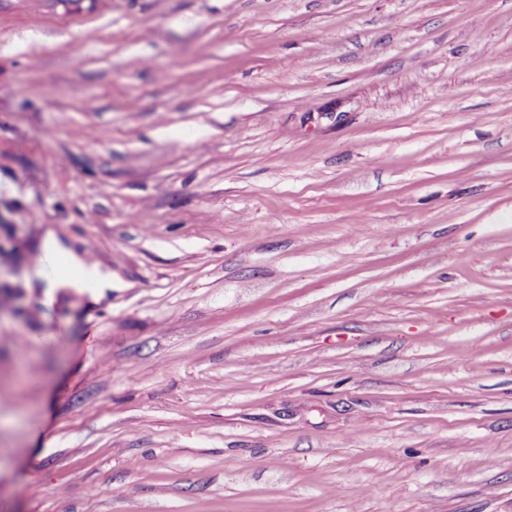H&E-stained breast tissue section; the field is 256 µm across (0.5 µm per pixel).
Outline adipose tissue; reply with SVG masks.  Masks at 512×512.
Here are the masks:
<instances>
[{"label":"adipose tissue","mask_w":512,"mask_h":512,"mask_svg":"<svg viewBox=\"0 0 512 512\" xmlns=\"http://www.w3.org/2000/svg\"><path fill=\"white\" fill-rule=\"evenodd\" d=\"M36 247L43 257L41 265L33 268L26 280L30 290L40 292L45 305H52L60 291L72 290L86 295L92 303H100L112 293V274L103 270L100 264L87 263L84 255L66 246L54 230H45ZM65 258L73 269V276H59L48 273V264L57 258Z\"/></svg>","instance_id":"1"}]
</instances>
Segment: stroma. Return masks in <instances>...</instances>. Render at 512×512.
<instances>
[{"label":"stroma","instance_id":"35a3bbf8","mask_svg":"<svg viewBox=\"0 0 512 512\" xmlns=\"http://www.w3.org/2000/svg\"><path fill=\"white\" fill-rule=\"evenodd\" d=\"M0 512H512V0H0ZM35 246L42 254L43 260L40 265L30 270L26 286L43 295V304L51 306L62 290H73L86 295L95 304L112 294V288H115L112 272L103 270L97 262L89 265L84 255L66 246L51 228L44 231ZM60 257H64L69 265L62 259L57 260L55 266L58 273L72 275V268L75 272L74 276L48 273L47 267L52 266L55 259Z\"/></svg>","mask_w":512,"mask_h":512}]
</instances>
